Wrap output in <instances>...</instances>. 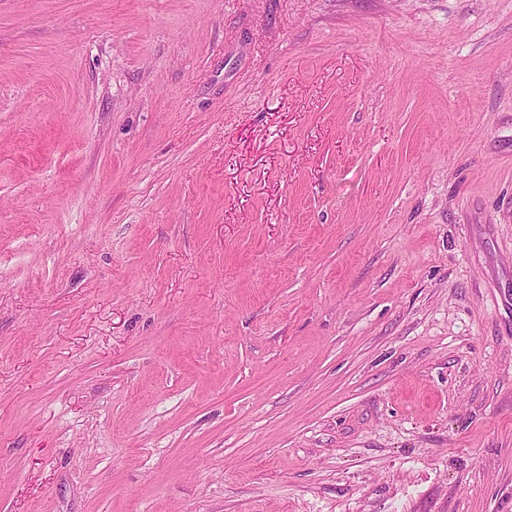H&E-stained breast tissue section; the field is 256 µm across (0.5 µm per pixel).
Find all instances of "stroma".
Listing matches in <instances>:
<instances>
[{
  "label": "stroma",
  "mask_w": 512,
  "mask_h": 512,
  "mask_svg": "<svg viewBox=\"0 0 512 512\" xmlns=\"http://www.w3.org/2000/svg\"><path fill=\"white\" fill-rule=\"evenodd\" d=\"M0 512H512V0H0Z\"/></svg>",
  "instance_id": "1"
}]
</instances>
